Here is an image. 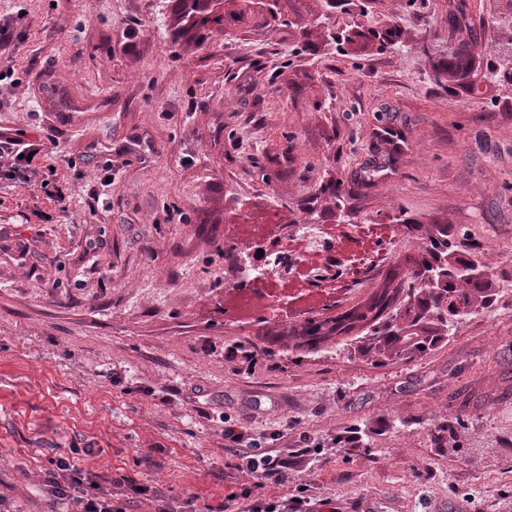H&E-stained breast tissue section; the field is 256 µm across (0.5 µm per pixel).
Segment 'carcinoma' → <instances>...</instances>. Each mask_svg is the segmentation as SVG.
Returning a JSON list of instances; mask_svg holds the SVG:
<instances>
[{"mask_svg":"<svg viewBox=\"0 0 512 512\" xmlns=\"http://www.w3.org/2000/svg\"><path fill=\"white\" fill-rule=\"evenodd\" d=\"M495 23L511 34L504 48L512 50V0H505V11ZM397 20L388 18L379 30L337 32L328 37L336 51L361 50L371 43L386 48L401 39ZM434 79L452 90L464 87L479 91L480 84L505 82L512 85V56L499 53L494 61L481 63L469 42L448 38V55L434 62ZM474 246L465 236L445 228L428 235L427 242L414 257H406L392 274L389 287L365 306L342 316L314 322L310 318L287 329L302 339L322 336V332H347L362 328L354 352L375 362H408L423 356L452 336L463 319L488 309L497 300L494 277L480 279L454 276L448 269L475 263Z\"/></svg>","mask_w":512,"mask_h":512,"instance_id":"carcinoma-1","label":"carcinoma"}]
</instances>
